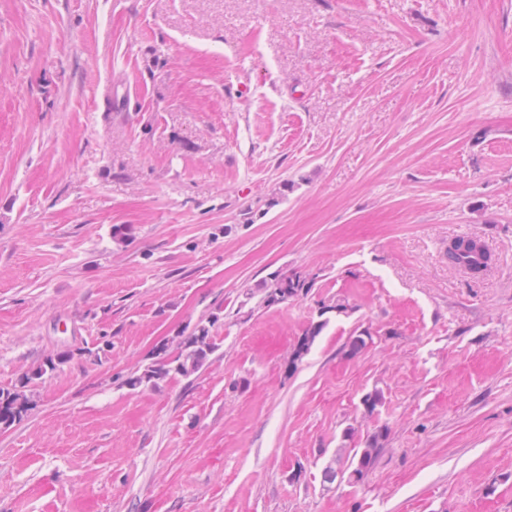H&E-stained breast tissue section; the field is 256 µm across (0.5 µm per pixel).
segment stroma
Masks as SVG:
<instances>
[{
  "mask_svg": "<svg viewBox=\"0 0 512 512\" xmlns=\"http://www.w3.org/2000/svg\"><path fill=\"white\" fill-rule=\"evenodd\" d=\"M62 351L0 512H512V0H0V388ZM472 239L458 241L461 242L460 245L455 243L451 245L448 248V262L458 269L467 270L475 274L479 273V271H474L478 264V259L473 249V243H468ZM316 277L281 272L270 273L254 286L247 287L243 300L238 307L240 314L244 307L253 299H257L254 306L247 310L250 315L260 308H268L276 304L285 303L300 295L308 293L314 287ZM216 322V317H212L196 323L189 335L178 343L176 351L171 350L168 341L160 343L156 347L155 361L139 375L129 377L126 384L135 389L155 385L158 380L171 374L187 377L198 372L217 349L212 336ZM327 321L320 320L310 324L304 331L302 338L299 340L297 345L294 347L290 357L288 358L289 369L294 370L298 361L309 352L312 343L315 338L320 335L321 331L325 327ZM387 437V429H379L367 438L363 448H352L353 453L345 459L337 453L333 462L324 470V480L332 483L335 480L350 485L361 483L377 462Z\"/></svg>",
  "mask_w": 512,
  "mask_h": 512,
  "instance_id": "obj_1",
  "label": "stroma"
}]
</instances>
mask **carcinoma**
Returning a JSON list of instances; mask_svg holds the SVG:
<instances>
[{
  "label": "carcinoma",
  "mask_w": 512,
  "mask_h": 512,
  "mask_svg": "<svg viewBox=\"0 0 512 512\" xmlns=\"http://www.w3.org/2000/svg\"><path fill=\"white\" fill-rule=\"evenodd\" d=\"M448 262L461 270L474 272L478 259L473 244L465 241L453 244L448 248ZM315 285V277L307 275L286 274L273 272L259 283L250 286L245 291V300L239 309H247L251 314L260 308H268L276 304L295 299ZM255 301L251 308H246L250 301ZM218 317L201 320L194 325L188 336L178 343L177 350H171L167 342L156 347L155 361L138 374L127 379L126 384L135 389L141 386L156 384L157 381L171 374L184 377L198 372L216 351L217 344L212 336V328ZM326 321L320 320L310 324L302 338L294 347L288 358V370L295 369L298 361L309 352L315 338L320 335ZM70 358L63 353L55 358L47 359L36 369L23 373L18 379V385L12 389H0V430H7L20 423L32 410V404L25 393V388L35 380L42 379L47 373L56 370L57 366ZM387 437V428L379 429L367 438L364 447L353 449L348 457L336 454L333 462L324 470V481L332 483L336 480L350 485L361 483L377 462Z\"/></svg>",
  "instance_id": "obj_1"
}]
</instances>
